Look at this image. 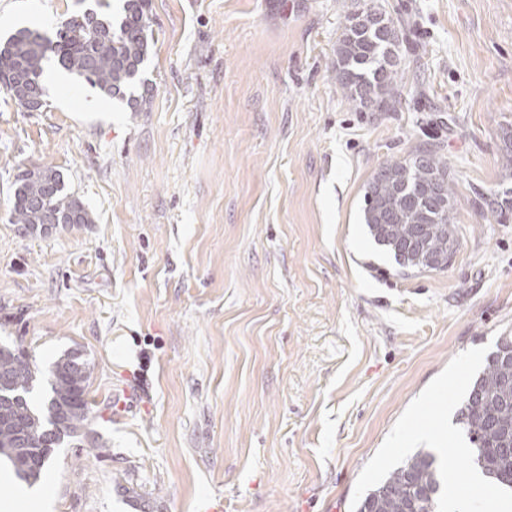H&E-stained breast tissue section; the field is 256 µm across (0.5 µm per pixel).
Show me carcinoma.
Masks as SVG:
<instances>
[{
  "instance_id": "carcinoma-1",
  "label": "carcinoma",
  "mask_w": 512,
  "mask_h": 512,
  "mask_svg": "<svg viewBox=\"0 0 512 512\" xmlns=\"http://www.w3.org/2000/svg\"><path fill=\"white\" fill-rule=\"evenodd\" d=\"M398 23L367 6L346 16L336 45L334 79L343 95L363 110L390 112L400 96ZM153 38L151 0H124L112 17L88 9L65 22L54 38L21 28L0 45V90L25 106L23 95L45 96L44 65L52 61L126 102L147 111L146 96L127 95L147 58ZM475 204L512 222V190L490 194L474 189ZM455 185L438 146L419 149L403 160L379 166L364 194V224L375 244L393 254L403 269L443 270L456 253ZM12 220L42 232L49 224H90L83 202L65 189L58 171L44 166L24 171L16 181ZM502 337L461 403L456 421L468 436L472 462L498 486L512 489V366L498 358L508 347ZM41 372L26 351L0 344V455L22 481L40 479L54 449L66 442L95 444L89 430L90 365L73 352L52 364L44 399L32 398ZM443 471L436 457L419 451L389 471L369 490L356 512H442Z\"/></svg>"
}]
</instances>
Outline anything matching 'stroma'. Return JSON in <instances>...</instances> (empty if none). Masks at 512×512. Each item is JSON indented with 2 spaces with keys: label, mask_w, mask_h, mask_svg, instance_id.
<instances>
[{
  "label": "stroma",
  "mask_w": 512,
  "mask_h": 512,
  "mask_svg": "<svg viewBox=\"0 0 512 512\" xmlns=\"http://www.w3.org/2000/svg\"><path fill=\"white\" fill-rule=\"evenodd\" d=\"M368 0H152L147 112L50 69L44 106L0 91V340L48 372L91 368L98 447L62 446L35 490L52 512H355L418 451L469 470L456 410L512 335V223L472 206L512 188V0H376L401 19L396 111L356 108L331 73ZM120 0H0V42ZM435 144L459 248L401 270L362 219L382 163ZM48 165L92 221L12 223ZM130 391L120 414L112 395Z\"/></svg>",
  "instance_id": "1"
}]
</instances>
